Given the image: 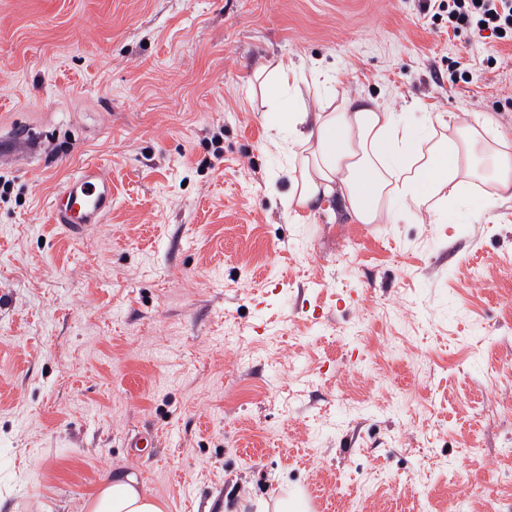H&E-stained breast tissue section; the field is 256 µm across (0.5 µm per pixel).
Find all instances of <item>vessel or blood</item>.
I'll use <instances>...</instances> for the list:
<instances>
[{
	"label": "vessel or blood",
	"mask_w": 512,
	"mask_h": 512,
	"mask_svg": "<svg viewBox=\"0 0 512 512\" xmlns=\"http://www.w3.org/2000/svg\"><path fill=\"white\" fill-rule=\"evenodd\" d=\"M112 210V178L103 166L79 168L54 194L50 221L79 233L86 224L104 223Z\"/></svg>",
	"instance_id": "1"
}]
</instances>
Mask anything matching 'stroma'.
<instances>
[{"mask_svg":"<svg viewBox=\"0 0 512 512\" xmlns=\"http://www.w3.org/2000/svg\"><path fill=\"white\" fill-rule=\"evenodd\" d=\"M279 59L331 75L309 107L512 146V42L424 0H0V512H83L123 473L167 512H512V200L297 222L252 91ZM88 162L112 214L73 237L49 209Z\"/></svg>","mask_w":512,"mask_h":512,"instance_id":"35a3bbf8","label":"stroma"}]
</instances>
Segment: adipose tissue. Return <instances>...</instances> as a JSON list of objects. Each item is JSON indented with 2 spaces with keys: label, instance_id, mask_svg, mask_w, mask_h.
I'll return each instance as SVG.
<instances>
[{
  "label": "adipose tissue",
  "instance_id": "obj_1",
  "mask_svg": "<svg viewBox=\"0 0 512 512\" xmlns=\"http://www.w3.org/2000/svg\"><path fill=\"white\" fill-rule=\"evenodd\" d=\"M263 99L288 132L280 143L292 160L283 200L294 217L317 203L338 200L361 224H395L404 216L446 221L479 179L490 185L483 220L501 201L512 199V151L489 146V126L466 114L429 112L419 124L378 104L345 94L308 108L299 85L319 78L279 60L260 67ZM166 503L138 484L132 474L116 475L87 498L84 512H166Z\"/></svg>",
  "mask_w": 512,
  "mask_h": 512
}]
</instances>
